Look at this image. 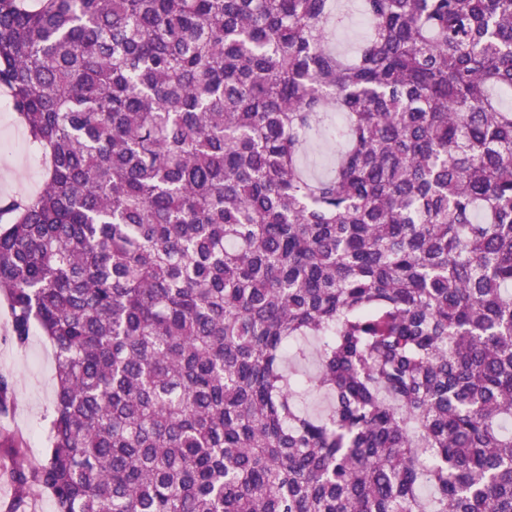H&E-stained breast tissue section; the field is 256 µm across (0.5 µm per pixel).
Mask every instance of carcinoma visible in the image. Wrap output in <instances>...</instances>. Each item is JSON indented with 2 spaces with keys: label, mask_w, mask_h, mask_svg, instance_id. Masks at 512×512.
<instances>
[{
  "label": "carcinoma",
  "mask_w": 512,
  "mask_h": 512,
  "mask_svg": "<svg viewBox=\"0 0 512 512\" xmlns=\"http://www.w3.org/2000/svg\"><path fill=\"white\" fill-rule=\"evenodd\" d=\"M356 9L345 58L337 0H0L46 172L0 294L57 378L18 506L512 512V0ZM350 11L355 13V6L351 5ZM361 19L357 14L353 15V20L350 27L346 30H336L332 36V47L336 51L345 56H351L357 50L361 37L367 31V25L364 22L363 25H358V21Z\"/></svg>",
  "instance_id": "obj_1"
}]
</instances>
